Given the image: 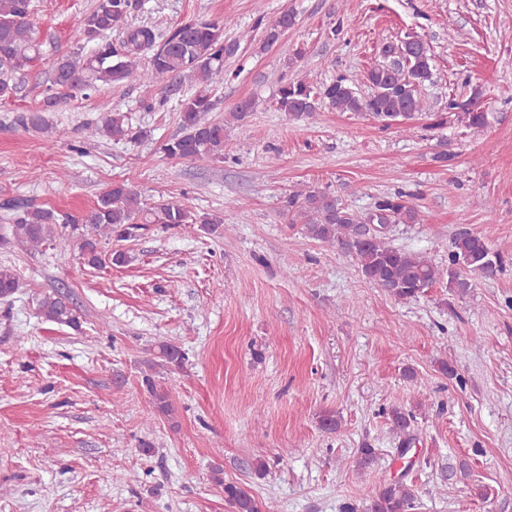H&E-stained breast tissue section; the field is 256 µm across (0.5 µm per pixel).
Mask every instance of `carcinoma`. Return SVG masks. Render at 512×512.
Instances as JSON below:
<instances>
[{"label": "carcinoma", "instance_id": "cac0c4a2", "mask_svg": "<svg viewBox=\"0 0 512 512\" xmlns=\"http://www.w3.org/2000/svg\"><path fill=\"white\" fill-rule=\"evenodd\" d=\"M131 7V0H97L81 24L83 39L96 45V49L92 55L83 57L75 52L62 54L56 49L32 18L31 0H0V98L13 97L25 73L46 58L50 59V86L66 88L84 97L102 86L125 82L161 84L168 96L179 92L184 80L192 79L195 91L180 99L182 135L168 140L162 150L172 159L205 165L224 160L227 120L209 121L206 115L216 108L211 89L214 79L223 74L224 61L236 56L240 49V40L224 39V28L231 26V21L199 19L157 35L148 27L128 25ZM294 24L295 15L288 10L269 22L258 18L256 26L263 27L264 34L260 49L282 43ZM118 29L122 30V38L108 40L107 36ZM380 54L385 62L373 66L365 75L368 94H362L358 85L343 75L328 82L286 81L278 89V110L297 122L308 123L328 106L338 112L365 114L386 127L419 115L432 119L434 126L451 120L469 129L486 126L488 113L481 107V91L476 87L468 96H449L445 112L433 111L422 97L419 88L432 80L433 65L430 48L420 36L407 33L396 42H385ZM18 123L35 132L47 133L52 129L41 111L20 115ZM91 134L129 142L143 137V132L133 131L123 112L105 115ZM0 210L4 212L0 241L25 251L52 244L65 252L70 244L59 229L70 224L84 225L86 233L77 249L84 264L92 268L130 263L132 257L126 251L103 252L99 238L114 236L126 241L145 224H198L210 235L224 232L223 214H194L172 201L150 205L128 180L112 183L98 195L92 207L77 217L15 197L1 201ZM279 215L290 224L304 225L308 237L339 246L354 258L368 283L399 301L417 298L442 281L451 294L462 297L475 287V279H493L505 267L503 256L493 251L482 235L467 229L457 233L444 271L422 253L392 246L384 231L366 234V224L422 223L420 208L401 192L379 197L370 211L360 213L333 193L308 186L283 197ZM18 288L16 271L0 265V300H9ZM37 307L38 314L47 322L79 327L75 308L61 291L43 295ZM159 357L177 368L186 360L181 347L169 342L159 345ZM143 383L153 408L166 414L171 412L169 392L157 386L149 375L144 376ZM384 415L390 431L403 438V444H411L409 432L415 415L396 398L385 408ZM224 499L232 512H272V506L235 483L224 484ZM416 502L412 486L402 480L384 479L378 485L371 512H412Z\"/></svg>", "mask_w": 512, "mask_h": 512}]
</instances>
